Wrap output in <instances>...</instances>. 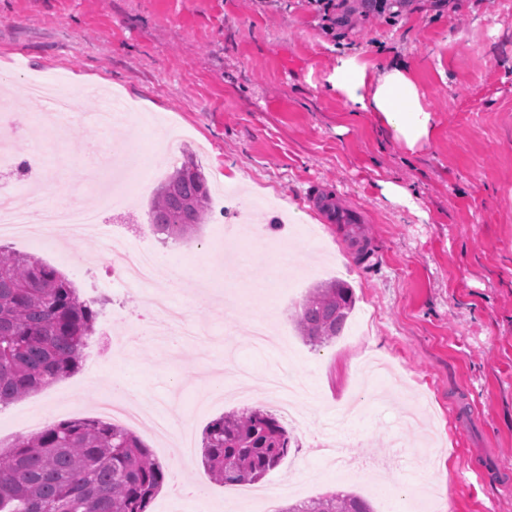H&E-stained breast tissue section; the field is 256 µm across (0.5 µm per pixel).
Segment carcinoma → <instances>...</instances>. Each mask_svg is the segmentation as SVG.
I'll return each instance as SVG.
<instances>
[{"label": "carcinoma", "mask_w": 512, "mask_h": 512, "mask_svg": "<svg viewBox=\"0 0 512 512\" xmlns=\"http://www.w3.org/2000/svg\"><path fill=\"white\" fill-rule=\"evenodd\" d=\"M211 199L200 167L187 158L160 184L150 224L162 242L180 241L206 222ZM346 283L309 289L295 316L310 344L340 335L354 309ZM98 311L57 269L0 249V406L79 369ZM297 447L279 419L260 409L232 412L205 430L202 462L224 484L254 483ZM164 481L151 452L124 427L63 421L0 454V512H147ZM276 512H374L365 499L333 492Z\"/></svg>", "instance_id": "carcinoma-1"}]
</instances>
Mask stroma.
<instances>
[{
    "label": "stroma",
    "mask_w": 512,
    "mask_h": 512,
    "mask_svg": "<svg viewBox=\"0 0 512 512\" xmlns=\"http://www.w3.org/2000/svg\"><path fill=\"white\" fill-rule=\"evenodd\" d=\"M451 2L452 12L408 0L397 17L355 15L333 25L308 0H109L103 8L94 0H0V72L17 58L48 82L68 86L80 76L91 87L71 97L77 123L64 140L44 144L26 183L47 170L82 187L78 158L116 145L155 158L161 134L179 122L212 196L206 224L190 239L162 243L148 230L149 208L173 166L156 161L132 194L133 216L112 220L135 247L188 273L172 297L195 333L176 349L154 337L159 319L144 312L142 294L105 278L98 239L65 246L63 261L0 238V247L60 271L81 297L106 298L114 325L97 360L0 408V450L48 419L101 418L100 394L115 376L143 397L174 394L191 409L212 395L232 350L255 383L224 381L242 398L192 412L195 440L225 413L275 412L256 387L269 371L301 382L315 399L308 427L294 433L297 450L261 488L286 484L309 499L346 491L374 512H413L411 501H387L374 489L412 475L427 442L435 448L429 512H512V0ZM344 52L376 68L409 63L435 117L428 146L407 153L373 117L352 115L327 83ZM106 97L131 114L112 131L89 121ZM394 178L411 189L414 207L385 199L382 184ZM315 189L363 210V222L325 223L310 202ZM229 211L241 223L281 218L265 244H288L290 265L258 257L225 276V254L249 248L225 237ZM200 265L220 282L234 322L195 277ZM335 278L351 286L367 326L316 347L293 316L309 288ZM268 313L285 343L258 353L252 329ZM343 429L345 454L357 465L348 478L312 451ZM131 431L165 475L148 512H215L224 486L201 457L184 477L204 495L179 499L174 449L144 427Z\"/></svg>",
    "instance_id": "1"
}]
</instances>
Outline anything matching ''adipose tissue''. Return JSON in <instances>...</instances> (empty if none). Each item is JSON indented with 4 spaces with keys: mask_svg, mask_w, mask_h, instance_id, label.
Segmentation results:
<instances>
[{
    "mask_svg": "<svg viewBox=\"0 0 512 512\" xmlns=\"http://www.w3.org/2000/svg\"><path fill=\"white\" fill-rule=\"evenodd\" d=\"M331 90L355 115L373 114L384 134L414 152L433 137L434 116L421 101L407 63L399 62L370 72L357 55H337L327 78Z\"/></svg>",
    "mask_w": 512,
    "mask_h": 512,
    "instance_id": "obj_1",
    "label": "adipose tissue"
}]
</instances>
